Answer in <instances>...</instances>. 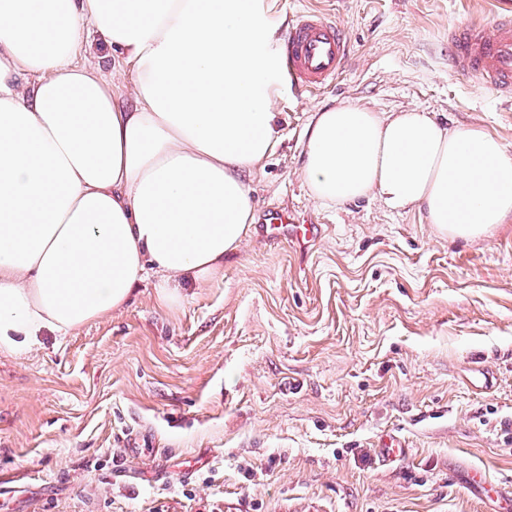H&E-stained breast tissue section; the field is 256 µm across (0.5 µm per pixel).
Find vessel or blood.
<instances>
[{
  "label": "vessel or blood",
  "instance_id": "obj_1",
  "mask_svg": "<svg viewBox=\"0 0 512 512\" xmlns=\"http://www.w3.org/2000/svg\"><path fill=\"white\" fill-rule=\"evenodd\" d=\"M448 67L495 88L512 101V13L501 12L492 27L466 22L448 33ZM351 42L338 25L316 11L296 16L281 44L291 83L311 92L329 85L350 54ZM259 234L275 243L288 240L306 247L321 238L319 224L300 223L287 211L267 210Z\"/></svg>",
  "mask_w": 512,
  "mask_h": 512
}]
</instances>
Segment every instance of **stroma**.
Listing matches in <instances>:
<instances>
[{
    "mask_svg": "<svg viewBox=\"0 0 512 512\" xmlns=\"http://www.w3.org/2000/svg\"><path fill=\"white\" fill-rule=\"evenodd\" d=\"M499 0H276L351 37L336 84H284L281 142L246 175L256 213L322 224L309 255L250 227L224 278L178 306L140 284L72 336L0 353V512H493L468 482L512 485V218L436 235L375 198L323 205L302 177L327 105L412 107L512 150V104L448 69V30ZM493 376L471 388L476 367ZM408 444L380 460L381 435Z\"/></svg>",
    "mask_w": 512,
    "mask_h": 512,
    "instance_id": "obj_1",
    "label": "stroma"
}]
</instances>
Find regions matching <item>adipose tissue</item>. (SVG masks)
<instances>
[{
  "instance_id": "obj_1",
  "label": "adipose tissue",
  "mask_w": 512,
  "mask_h": 512,
  "mask_svg": "<svg viewBox=\"0 0 512 512\" xmlns=\"http://www.w3.org/2000/svg\"><path fill=\"white\" fill-rule=\"evenodd\" d=\"M284 24L272 0H0V352L122 309L149 275L168 307L223 278L254 222L244 176L281 139ZM93 41L111 74L75 65ZM304 155L322 204L376 197L469 239L512 217V151L479 125L335 105Z\"/></svg>"
}]
</instances>
